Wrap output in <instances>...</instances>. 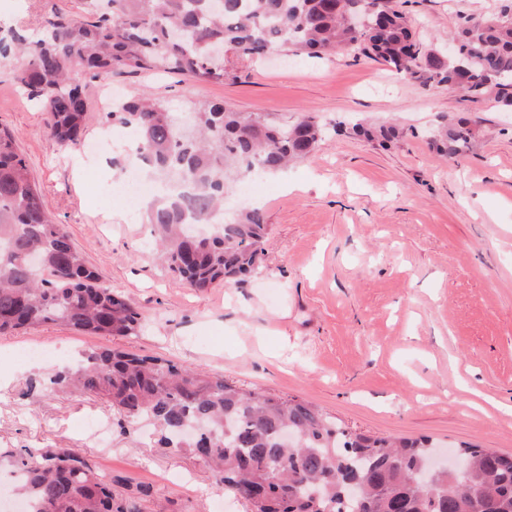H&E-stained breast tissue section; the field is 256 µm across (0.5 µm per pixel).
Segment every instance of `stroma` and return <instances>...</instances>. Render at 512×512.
Here are the masks:
<instances>
[{
  "instance_id": "obj_1",
  "label": "stroma",
  "mask_w": 512,
  "mask_h": 512,
  "mask_svg": "<svg viewBox=\"0 0 512 512\" xmlns=\"http://www.w3.org/2000/svg\"><path fill=\"white\" fill-rule=\"evenodd\" d=\"M512 0H396L420 39L448 47L467 17ZM85 0H0V37L36 34ZM148 94L182 112L221 104L281 123L393 122L389 148L354 134L325 139L288 170L262 177L252 203L273 230L262 267L244 283L204 292L157 260L150 225L126 202L100 195L120 179L112 152L72 155L0 59V127L12 132L32 182L56 223L103 285L130 301L140 326L129 337L88 336L58 324L0 335V448H77L117 478L120 496L145 490L141 512H245L194 454L161 447L148 421L120 422L97 398L29 390L58 360L16 364L43 347L76 355L121 346L224 377L247 389L308 402L344 426L428 438L439 451L468 443L512 454V111L422 84L346 52L312 58L273 52L224 56V77L112 73L87 82L85 140L125 130L98 106L101 85ZM466 119L471 147L442 158L429 141L441 123ZM106 419V440L86 431Z\"/></svg>"
}]
</instances>
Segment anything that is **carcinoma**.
Returning <instances> with one entry per match:
<instances>
[{"mask_svg": "<svg viewBox=\"0 0 512 512\" xmlns=\"http://www.w3.org/2000/svg\"><path fill=\"white\" fill-rule=\"evenodd\" d=\"M328 2L224 0V11L213 14L209 0H87L92 19L58 15L37 37L0 39V57H14L17 81L66 148L79 146L88 112L79 78L161 70L219 80L224 64L208 56L215 40L248 58L277 48L309 57L351 48L412 80L492 96L512 109L511 10L465 19L448 58L415 37L392 0H342L339 11ZM106 119L139 134L146 176L192 186L152 200L143 219L167 269L197 291L261 267L272 232L265 212L254 207L224 219V199L239 179L304 159L347 126L312 117L281 124L216 105L181 114L148 94L117 103ZM352 131L381 146L402 136L395 125L359 122ZM472 138L464 119L432 133L445 157L469 150ZM48 323L109 337L132 336L139 327L132 305L99 283L65 226L54 222L14 136L0 128V334ZM36 386L91 393L129 420H151L160 444L192 449L248 512H512L510 455L464 444L465 470H432L437 447L425 439L353 430L307 402L161 357L119 347L93 351ZM285 430L295 437L291 448L279 442ZM0 458L14 468L29 512H139L135 498L115 499L112 478L75 449L28 448Z\"/></svg>", "mask_w": 512, "mask_h": 512, "instance_id": "obj_1", "label": "carcinoma"}]
</instances>
